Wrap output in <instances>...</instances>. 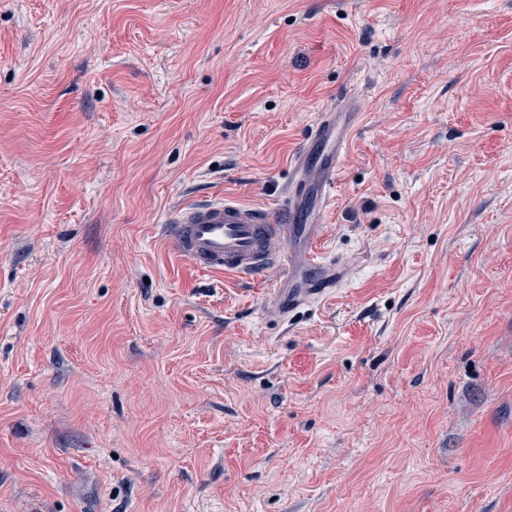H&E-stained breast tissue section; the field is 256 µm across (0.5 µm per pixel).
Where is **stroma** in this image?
Returning a JSON list of instances; mask_svg holds the SVG:
<instances>
[{
  "label": "stroma",
  "instance_id": "1",
  "mask_svg": "<svg viewBox=\"0 0 512 512\" xmlns=\"http://www.w3.org/2000/svg\"><path fill=\"white\" fill-rule=\"evenodd\" d=\"M350 89L267 317L162 230ZM0 512H512V0H0Z\"/></svg>",
  "mask_w": 512,
  "mask_h": 512
}]
</instances>
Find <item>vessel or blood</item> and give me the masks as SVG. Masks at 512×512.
<instances>
[{"label":"vessel or blood","mask_w":512,"mask_h":512,"mask_svg":"<svg viewBox=\"0 0 512 512\" xmlns=\"http://www.w3.org/2000/svg\"><path fill=\"white\" fill-rule=\"evenodd\" d=\"M358 93L322 112L289 164L275 207L229 196L179 207L166 234L180 257L205 272L255 280L270 266L282 271L265 312L283 318L321 301L350 277L344 262L322 259L321 212L336 187L342 157L361 117Z\"/></svg>","instance_id":"b4317fda"}]
</instances>
